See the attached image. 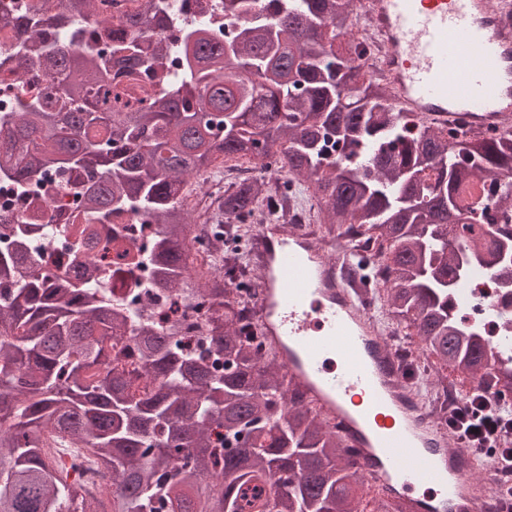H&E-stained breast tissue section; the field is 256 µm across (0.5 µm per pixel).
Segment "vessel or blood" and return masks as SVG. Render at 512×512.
Returning a JSON list of instances; mask_svg holds the SVG:
<instances>
[{
	"label": "vessel or blood",
	"mask_w": 512,
	"mask_h": 512,
	"mask_svg": "<svg viewBox=\"0 0 512 512\" xmlns=\"http://www.w3.org/2000/svg\"><path fill=\"white\" fill-rule=\"evenodd\" d=\"M387 46L395 104L452 127L512 124V0H363ZM249 261L261 326L288 377L354 449L362 473L413 512H478L471 452L451 447L404 381L346 251L260 225Z\"/></svg>",
	"instance_id": "vessel-or-blood-1"
}]
</instances>
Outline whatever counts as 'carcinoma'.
I'll return each mask as SVG.
<instances>
[{
  "label": "carcinoma",
  "mask_w": 512,
  "mask_h": 512,
  "mask_svg": "<svg viewBox=\"0 0 512 512\" xmlns=\"http://www.w3.org/2000/svg\"><path fill=\"white\" fill-rule=\"evenodd\" d=\"M93 0L70 16L12 27L44 41L52 90L0 114V179L26 198L54 169L86 215L130 213L159 226L149 254L160 296H193L205 309L202 347L145 310L110 301L94 283L30 270L38 217L0 222V512H407L383 490L363 509L355 452L287 378L275 352L241 324L236 287L209 262L193 265L188 200L215 159L255 160L211 198L226 224L263 210L280 221L301 201L328 233L357 225L379 245L389 318L421 353L466 377L512 391V363L452 312L454 283L478 269L512 285V130L469 135L408 125L385 83L352 45L354 0H224L225 26L182 23L167 0L141 20H116L111 51L78 46ZM186 79L171 94L109 103L112 57L156 74L167 55ZM234 69L226 72L227 62ZM75 233L98 246L95 224ZM138 360L152 386L134 396L118 363ZM112 472L101 493L75 465L45 451L54 436Z\"/></svg>",
  "instance_id": "carcinoma-1"
}]
</instances>
